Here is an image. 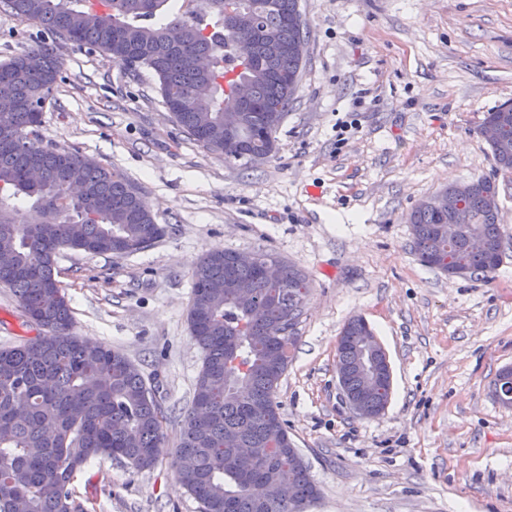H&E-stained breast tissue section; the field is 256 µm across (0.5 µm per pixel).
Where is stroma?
I'll return each mask as SVG.
<instances>
[{
  "mask_svg": "<svg viewBox=\"0 0 512 512\" xmlns=\"http://www.w3.org/2000/svg\"><path fill=\"white\" fill-rule=\"evenodd\" d=\"M300 89L273 157L230 164L173 122L157 79L67 42L38 133L124 173L164 236L131 254L61 250L81 338L125 354L164 410L153 467L98 458L75 477L84 512H200L173 464L203 355L188 324L192 271L216 250L264 251L310 288L277 400L320 490L308 512H512V175L480 134L512 100V0H299ZM0 8V61L41 40ZM352 128L338 137L340 122ZM498 187L502 263L489 277L422 265L409 216L454 182ZM363 317L392 370L388 405L345 404L336 345ZM0 287V348L36 336Z\"/></svg>",
  "mask_w": 512,
  "mask_h": 512,
  "instance_id": "1",
  "label": "stroma"
}]
</instances>
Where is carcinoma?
Returning a JSON list of instances; mask_svg holds the SVG:
<instances>
[{"label":"carcinoma","instance_id":"cac0c4a2","mask_svg":"<svg viewBox=\"0 0 512 512\" xmlns=\"http://www.w3.org/2000/svg\"><path fill=\"white\" fill-rule=\"evenodd\" d=\"M0 0L15 17L62 35L129 65L141 60L159 81L176 125L227 163H254L270 152L300 88L306 41L299 0H272L254 37L262 54L239 59V34L224 23V0H191L192 7L166 21L168 0ZM183 24L181 45L168 39L169 26ZM39 52L38 70L25 56ZM211 61L210 73L197 60ZM243 68L253 84L243 105L224 88L229 70ZM61 62L46 44L29 46L0 63V97L13 98L21 112H0V124L41 126L38 101L56 83ZM239 118L233 140L224 125ZM483 125L496 131L488 142L497 170L512 174V108L497 106ZM445 187L419 201L409 223L415 254L423 265L446 274L488 277L496 269L488 253L473 252L467 240L480 236L494 249L502 244L494 183L486 178ZM34 200L23 208L14 200ZM467 220L453 239L448 225ZM165 233L144 208L132 183L77 151L43 145L26 129L0 146V287L11 289L38 334L0 348V512H69L76 473L92 459L109 457L136 470L152 467L161 438L163 412L136 366L121 352L90 344L73 332V317L55 276L60 249L111 253L112 240L146 249ZM235 251L209 252L195 263L189 308L191 337L204 353L190 408L176 448L182 485L201 512H306L318 498L296 448H272L288 434L276 389L288 365L293 337L272 330L289 311L298 317L309 283L298 269L281 264L283 282L266 280L255 264ZM245 324L249 334H239ZM340 361L347 389L361 390L368 359L366 323L344 325ZM498 399L512 405V367L495 382ZM251 449L243 460L239 449Z\"/></svg>","mask_w":512,"mask_h":512}]
</instances>
